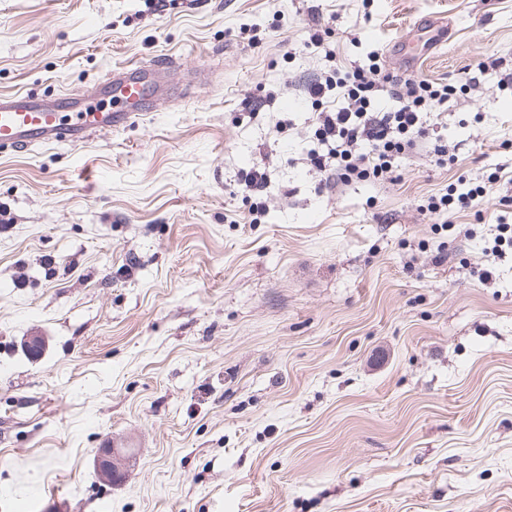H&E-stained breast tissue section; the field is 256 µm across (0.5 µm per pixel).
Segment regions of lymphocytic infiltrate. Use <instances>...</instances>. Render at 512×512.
I'll return each mask as SVG.
<instances>
[{
	"label": "lymphocytic infiltrate",
	"mask_w": 512,
	"mask_h": 512,
	"mask_svg": "<svg viewBox=\"0 0 512 512\" xmlns=\"http://www.w3.org/2000/svg\"><path fill=\"white\" fill-rule=\"evenodd\" d=\"M309 93L317 146L306 160L327 183L344 186L389 178L398 162L421 145L436 164L449 159L447 142L431 132L426 117L457 95L456 86L383 72L374 51L367 63L320 75ZM501 179L498 170L483 184L459 178L447 193L429 197L425 210L440 216L472 207L484 198L487 184Z\"/></svg>",
	"instance_id": "lymphocytic-infiltrate-1"
}]
</instances>
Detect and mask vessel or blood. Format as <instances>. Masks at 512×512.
Segmentation results:
<instances>
[{"instance_id": "1", "label": "vessel or blood", "mask_w": 512, "mask_h": 512, "mask_svg": "<svg viewBox=\"0 0 512 512\" xmlns=\"http://www.w3.org/2000/svg\"><path fill=\"white\" fill-rule=\"evenodd\" d=\"M175 64L174 58L163 56L146 67L129 64L113 70L95 90L111 99L108 112L98 111L84 95L52 101L23 93L0 95V146L21 152L37 145H75L95 133L127 126L139 113L152 111Z\"/></svg>"}]
</instances>
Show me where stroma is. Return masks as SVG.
I'll return each mask as SVG.
<instances>
[{
  "mask_svg": "<svg viewBox=\"0 0 512 512\" xmlns=\"http://www.w3.org/2000/svg\"><path fill=\"white\" fill-rule=\"evenodd\" d=\"M425 16L448 31L415 78L512 64V0H0V93L84 95L162 55L183 92L0 151V512H512V253L484 256L512 183L449 232L421 210L512 172V89L493 69L431 113L451 165L336 189L305 163L308 84L373 50L398 71Z\"/></svg>",
  "mask_w": 512,
  "mask_h": 512,
  "instance_id": "stroma-1",
  "label": "stroma"
}]
</instances>
